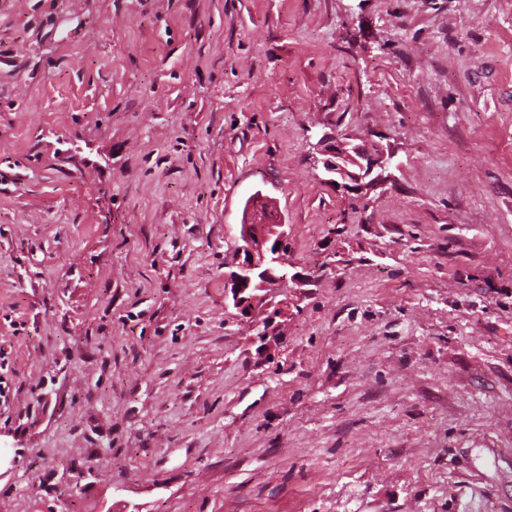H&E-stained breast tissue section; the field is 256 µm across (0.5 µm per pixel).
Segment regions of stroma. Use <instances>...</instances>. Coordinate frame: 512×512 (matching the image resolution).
<instances>
[{
    "label": "stroma",
    "mask_w": 512,
    "mask_h": 512,
    "mask_svg": "<svg viewBox=\"0 0 512 512\" xmlns=\"http://www.w3.org/2000/svg\"><path fill=\"white\" fill-rule=\"evenodd\" d=\"M0 512H512V0H0ZM323 158L320 160L326 181L338 183V178L350 181L357 190H370L385 182V175L394 166L395 155L382 146L350 147L347 138L323 134L318 142ZM266 222L263 212L255 211L250 203L239 224L235 270L226 276L228 294L242 320L251 319L261 307L272 309V319L288 311V296L276 301L286 279L287 258L281 245L288 239V224Z\"/></svg>",
    "instance_id": "35a3bbf8"
}]
</instances>
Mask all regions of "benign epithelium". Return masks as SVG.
Listing matches in <instances>:
<instances>
[{
	"label": "benign epithelium",
	"mask_w": 512,
	"mask_h": 512,
	"mask_svg": "<svg viewBox=\"0 0 512 512\" xmlns=\"http://www.w3.org/2000/svg\"><path fill=\"white\" fill-rule=\"evenodd\" d=\"M321 163L328 181H349L358 190H369L387 180V172L396 165L395 155L381 146L352 147L346 138L323 134L319 139ZM264 212L253 207L245 211L239 225L235 270L226 276L228 294L241 319H250L257 308L271 311V318L288 311V299L279 298L286 274V252L282 244L288 239V225L269 224L265 213L272 202L263 200ZM252 330L269 350L276 345V333L270 324H253Z\"/></svg>",
	"instance_id": "1"
}]
</instances>
